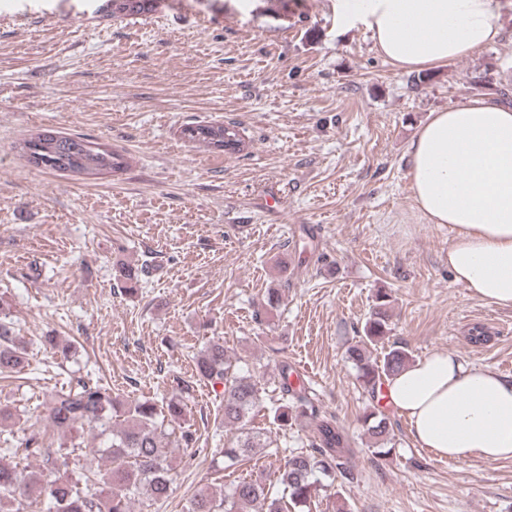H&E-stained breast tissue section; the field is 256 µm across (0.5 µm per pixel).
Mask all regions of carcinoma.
Returning a JSON list of instances; mask_svg holds the SVG:
<instances>
[{
  "label": "carcinoma",
  "mask_w": 512,
  "mask_h": 512,
  "mask_svg": "<svg viewBox=\"0 0 512 512\" xmlns=\"http://www.w3.org/2000/svg\"><path fill=\"white\" fill-rule=\"evenodd\" d=\"M181 136L227 154H239L249 147L233 123L191 122L182 127ZM22 149L34 167L53 172L115 176L129 166L122 153L104 143L57 132L48 137L39 133L24 141ZM143 272L142 268L121 266L119 280L124 291H136ZM387 298V293H378L377 307L363 328L362 344L348 350L359 380L373 395L381 391L387 378L410 362L409 353L402 347L389 349L378 363L370 362L366 356L367 345L385 337L382 307ZM194 363L198 379L224 387V425L245 430L250 415L260 405L257 383L241 373L224 350V344L218 341L196 354ZM29 364L28 349L14 336L13 322L8 320L0 298V375L7 377ZM290 375L288 362H282L276 384L281 403L274 409V418L285 426L304 418L314 439L311 450L291 454L278 467V479L288 498L272 497L264 485L242 479L232 484L219 500L205 490L195 493L187 512H303L324 487L323 479L334 482L337 475L346 474L343 459L351 452L347 436L334 417L317 408L304 382L292 383ZM46 405L52 426L63 435L78 424L99 431L104 439L97 448L98 455L110 460L112 467L84 476V482L99 488V494L93 495L67 478L25 475L17 464L0 460V512H25L26 501L40 499L46 503V512H130L132 500L144 489L157 501L169 497L173 467L168 427L184 413L180 401H134L124 406L123 423L116 429L112 428V418L117 413V401L111 390L97 381L80 379L68 389L50 394ZM365 420L371 421V435L384 444L377 454L389 455L391 449L386 444L390 443V429L386 418H379L372 411ZM259 447L261 444L249 433L231 440L224 445V464L231 467L242 462ZM8 452L40 458L44 470L50 473L67 471L79 462L69 452L48 448L39 430L28 434L23 448H10Z\"/></svg>",
  "instance_id": "obj_1"
}]
</instances>
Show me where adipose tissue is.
Wrapping results in <instances>:
<instances>
[{
    "label": "adipose tissue",
    "instance_id": "ef3b65f1",
    "mask_svg": "<svg viewBox=\"0 0 512 512\" xmlns=\"http://www.w3.org/2000/svg\"><path fill=\"white\" fill-rule=\"evenodd\" d=\"M500 0H335L382 56L435 68L497 40ZM410 189L433 224L450 226L448 269L470 295L512 308V107L489 98L431 114L409 145ZM385 401L416 443L455 462L512 458V379L436 350L387 379Z\"/></svg>",
    "mask_w": 512,
    "mask_h": 512
}]
</instances>
